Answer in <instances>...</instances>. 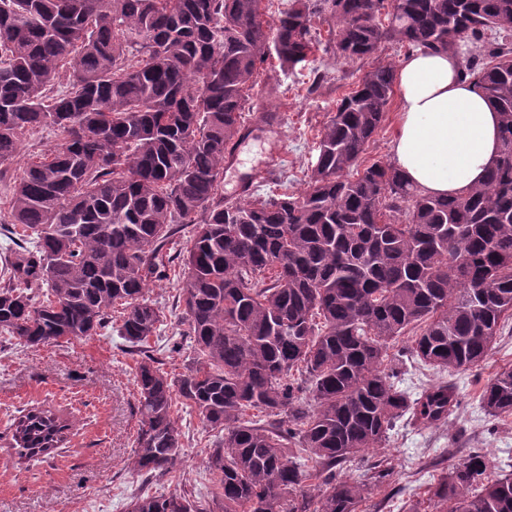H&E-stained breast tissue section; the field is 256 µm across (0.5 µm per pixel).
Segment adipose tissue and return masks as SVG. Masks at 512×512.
Wrapping results in <instances>:
<instances>
[{
  "label": "adipose tissue",
  "instance_id": "obj_1",
  "mask_svg": "<svg viewBox=\"0 0 512 512\" xmlns=\"http://www.w3.org/2000/svg\"><path fill=\"white\" fill-rule=\"evenodd\" d=\"M396 166L432 196L480 184L499 148L500 117L454 51L417 49L398 65Z\"/></svg>",
  "mask_w": 512,
  "mask_h": 512
}]
</instances>
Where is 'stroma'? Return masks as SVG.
<instances>
[{
    "mask_svg": "<svg viewBox=\"0 0 512 512\" xmlns=\"http://www.w3.org/2000/svg\"><path fill=\"white\" fill-rule=\"evenodd\" d=\"M317 70L325 72L326 78L313 93L309 87ZM358 77L355 65L321 51L302 70L268 68L254 90L257 109L247 113V126L237 139L238 162L224 170V192L232 193L240 175L262 160L274 142L282 154L271 169L272 180L284 182L290 191H304L306 174L316 157L317 133ZM178 293L173 277L155 283L149 292L165 314L150 347L161 368L173 374L182 372L191 351L188 324L176 305ZM136 360L113 325L81 342L37 350L0 337V512H128L132 496L140 489L165 494L187 480L202 493L210 492L211 438L203 433L197 413L179 402L173 417L184 448L177 469L162 478H148L130 469L137 431ZM476 386L475 378L459 379L462 405L450 427L406 430L392 441V453L420 468V480L431 479L432 457L451 446L482 447L501 460L512 455L511 429L485 441L471 405ZM38 403L73 417L76 427L54 459L20 464L6 451L8 425Z\"/></svg>",
    "mask_w": 512,
    "mask_h": 512,
    "instance_id": "35a3bbf8",
    "label": "stroma"
}]
</instances>
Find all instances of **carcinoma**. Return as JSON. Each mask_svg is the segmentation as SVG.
I'll list each match as a JSON object with an SVG mask.
<instances>
[{"label":"carcinoma","mask_w":512,"mask_h":512,"mask_svg":"<svg viewBox=\"0 0 512 512\" xmlns=\"http://www.w3.org/2000/svg\"><path fill=\"white\" fill-rule=\"evenodd\" d=\"M263 2L0 0V180L23 137H56L4 202L15 247L0 262V333L35 350L121 322L140 356L138 473L180 463L175 399L217 431L212 498L189 484L140 493L129 512H358L400 468L397 421L439 427L460 406L444 381L398 389L403 357L465 373L512 321V151L450 198L393 163L359 169L394 92L390 62L337 104L303 192L220 191L260 69L318 50L350 62L385 42L475 44L465 72L512 138V40L488 37H512V0H289L272 21ZM324 24L325 42L312 34ZM174 267L193 352L177 376L148 354L163 321L150 288ZM476 399L508 423L512 368ZM72 427L33 407L12 423L9 452L52 458ZM406 512H512V474L480 453L452 461Z\"/></svg>","instance_id":"cac0c4a2"}]
</instances>
